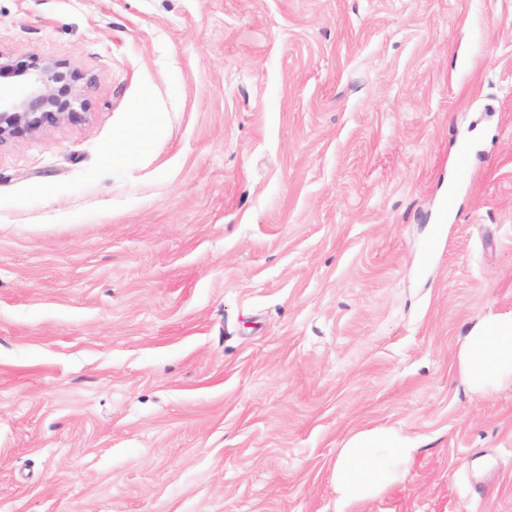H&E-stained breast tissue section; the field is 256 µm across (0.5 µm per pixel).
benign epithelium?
I'll use <instances>...</instances> for the list:
<instances>
[{
  "mask_svg": "<svg viewBox=\"0 0 512 512\" xmlns=\"http://www.w3.org/2000/svg\"><path fill=\"white\" fill-rule=\"evenodd\" d=\"M0 143L34 133L46 124L85 119L87 89L94 78L62 60L14 59L0 53Z\"/></svg>",
  "mask_w": 512,
  "mask_h": 512,
  "instance_id": "7a95c632",
  "label": "benign epithelium"
}]
</instances>
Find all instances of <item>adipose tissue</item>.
Here are the masks:
<instances>
[{"label":"adipose tissue","instance_id":"1","mask_svg":"<svg viewBox=\"0 0 512 512\" xmlns=\"http://www.w3.org/2000/svg\"><path fill=\"white\" fill-rule=\"evenodd\" d=\"M458 366L465 385L476 395L512 381V316H493L477 322L464 340ZM413 453L408 439L393 428L352 435L339 449L332 471L340 502L348 506L376 496Z\"/></svg>","mask_w":512,"mask_h":512}]
</instances>
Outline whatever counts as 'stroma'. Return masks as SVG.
Here are the masks:
<instances>
[{
  "mask_svg": "<svg viewBox=\"0 0 512 512\" xmlns=\"http://www.w3.org/2000/svg\"><path fill=\"white\" fill-rule=\"evenodd\" d=\"M0 51L96 78L0 143V512H339L383 426L352 512H512V384L458 372L512 314V0H0ZM132 127L121 134L112 146L113 152L120 154H137L146 149L149 143L153 115L146 102H143L135 112ZM394 428H375L352 435L339 448L332 478L339 501L350 506L380 493L415 448Z\"/></svg>",
  "mask_w": 512,
  "mask_h": 512,
  "instance_id": "35a3bbf8",
  "label": "stroma"
}]
</instances>
